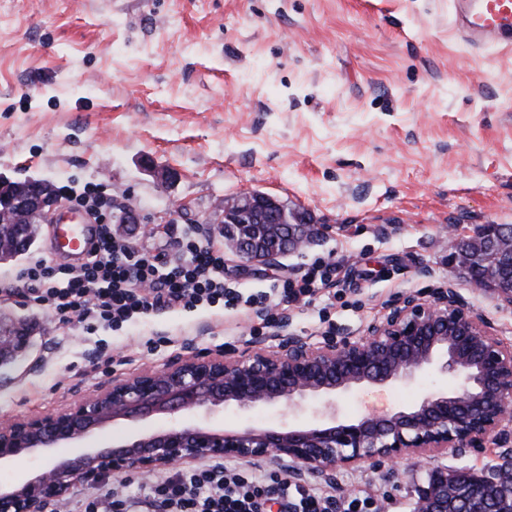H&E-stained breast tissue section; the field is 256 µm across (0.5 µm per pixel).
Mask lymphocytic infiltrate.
Wrapping results in <instances>:
<instances>
[{"label": "lymphocytic infiltrate", "mask_w": 512, "mask_h": 512, "mask_svg": "<svg viewBox=\"0 0 512 512\" xmlns=\"http://www.w3.org/2000/svg\"><path fill=\"white\" fill-rule=\"evenodd\" d=\"M97 226L87 257L75 265L43 259L19 271L17 285L59 321L88 327L119 325L161 309L230 306L238 296L224 286V251L188 235L183 258L159 264L130 241L116 236L96 196L76 199ZM141 497L101 483L80 512H268L271 494H280L285 512H335L333 495L289 481L279 471L256 473L204 462L177 470L162 481H146Z\"/></svg>", "instance_id": "obj_1"}]
</instances>
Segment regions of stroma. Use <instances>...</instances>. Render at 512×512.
I'll return each instance as SVG.
<instances>
[{
    "label": "stroma",
    "mask_w": 512,
    "mask_h": 512,
    "mask_svg": "<svg viewBox=\"0 0 512 512\" xmlns=\"http://www.w3.org/2000/svg\"><path fill=\"white\" fill-rule=\"evenodd\" d=\"M451 27L449 0H0L1 176L117 200L140 221L113 232L166 264L180 258L185 235L223 244L215 216L228 195L262 192L324 226L276 265L247 267L225 253L224 284L243 296L234 308L164 309L87 330L24 296L0 299V325L29 333L0 370V419L59 411L191 350L359 338L402 297L426 300L446 286L512 345V307L449 263L442 232L512 225V52L473 49ZM328 257L329 285L308 304H280L285 282ZM454 387L423 369L334 402L348 419L384 416ZM325 402L230 406L211 419L228 429L304 425ZM170 423L117 420L86 445ZM74 454L58 448L0 466V486ZM498 461L493 448L442 453L405 460L395 476L371 463L328 480L281 459L256 468L413 512L435 468L480 473Z\"/></svg>",
    "instance_id": "stroma-1"
}]
</instances>
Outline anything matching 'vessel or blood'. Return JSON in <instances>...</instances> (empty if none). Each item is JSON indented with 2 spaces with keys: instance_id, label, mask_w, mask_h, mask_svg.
Returning a JSON list of instances; mask_svg holds the SVG:
<instances>
[{
  "instance_id": "obj_1",
  "label": "vessel or blood",
  "mask_w": 512,
  "mask_h": 512,
  "mask_svg": "<svg viewBox=\"0 0 512 512\" xmlns=\"http://www.w3.org/2000/svg\"><path fill=\"white\" fill-rule=\"evenodd\" d=\"M452 8L454 27L466 43L512 47V0H453ZM53 224L52 254L74 261L84 259L94 235L87 217L66 205Z\"/></svg>"
}]
</instances>
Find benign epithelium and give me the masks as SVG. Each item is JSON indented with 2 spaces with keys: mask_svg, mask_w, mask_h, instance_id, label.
Instances as JSON below:
<instances>
[{
  "mask_svg": "<svg viewBox=\"0 0 512 512\" xmlns=\"http://www.w3.org/2000/svg\"><path fill=\"white\" fill-rule=\"evenodd\" d=\"M56 185L44 179L13 181L0 175V223L13 224L0 239V262L22 249V224L58 211ZM278 199L260 192L224 197L219 223L224 240L245 265L276 263L305 246L314 224L297 216L280 224ZM451 261L464 270L470 256L459 248L453 225L445 227ZM482 251L512 265V226L489 224L479 234ZM435 368L457 382L448 393L428 392L417 405L388 416H338L329 404L325 421L269 430H235L206 423L175 425L117 442L110 448H80L20 484L0 488V512H43L73 486L107 475L136 471L150 476L195 460L270 457L289 460L299 471L328 477L338 468L366 462L396 465L426 452L466 454L491 443L501 467L512 470V345L504 344L483 317L452 287L423 300L407 296L372 322L367 335L312 344L282 340L268 353L247 347L233 356L190 352L159 371L116 379L97 393L56 413L0 421V464L38 451L69 447L112 422L185 411L260 405L291 406L307 395H336L365 384H395L420 368ZM454 474L436 469L419 490L415 512H494L490 501L474 504L468 490L454 497Z\"/></svg>",
  "mask_w": 512,
  "mask_h": 512,
  "instance_id": "benign-epithelium-1",
  "label": "benign epithelium"
}]
</instances>
